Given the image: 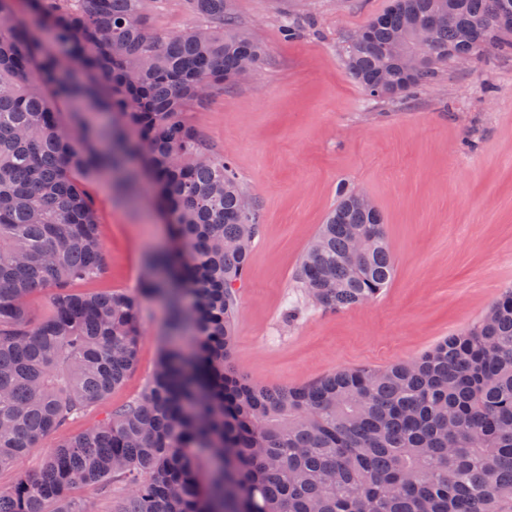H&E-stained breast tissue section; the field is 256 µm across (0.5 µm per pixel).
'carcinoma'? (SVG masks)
<instances>
[{
    "label": "carcinoma",
    "instance_id": "cac0c4a2",
    "mask_svg": "<svg viewBox=\"0 0 512 512\" xmlns=\"http://www.w3.org/2000/svg\"><path fill=\"white\" fill-rule=\"evenodd\" d=\"M0 0V470L92 411L133 369L139 309L168 304V335L141 397L65 438L41 471L0 491V512H92L74 493L119 494L113 512H512V287L483 317L385 370L269 388L234 357L238 288L260 230L231 162L192 114L259 67L231 0ZM512 0H392L348 37L351 77L403 98L459 59L512 48ZM432 23L410 76L394 43ZM469 26L480 40H459ZM131 203L151 188L167 243L135 293H77L106 271L90 186ZM341 185L297 274L316 306L380 296L394 261L378 207ZM49 294V311L30 300ZM190 19L184 5L179 0H163L157 12L158 24L165 28H186Z\"/></svg>",
    "mask_w": 512,
    "mask_h": 512
}]
</instances>
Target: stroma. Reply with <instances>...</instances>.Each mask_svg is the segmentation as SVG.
Returning a JSON list of instances; mask_svg holds the SVG:
<instances>
[{
    "instance_id": "35a3bbf8",
    "label": "stroma",
    "mask_w": 512,
    "mask_h": 512,
    "mask_svg": "<svg viewBox=\"0 0 512 512\" xmlns=\"http://www.w3.org/2000/svg\"><path fill=\"white\" fill-rule=\"evenodd\" d=\"M389 3L232 0L235 27L266 58L193 114L259 211L235 362L267 387L415 357L473 325L512 285V53L452 67L403 99L372 98L348 74L343 48ZM342 183L382 211L395 274L376 300L331 312L305 299L296 275ZM91 193L107 271L85 289L136 292L146 251L167 241L165 225L149 201L129 206L104 182ZM167 316L163 300L143 301L134 368L66 435L141 397Z\"/></svg>"
}]
</instances>
